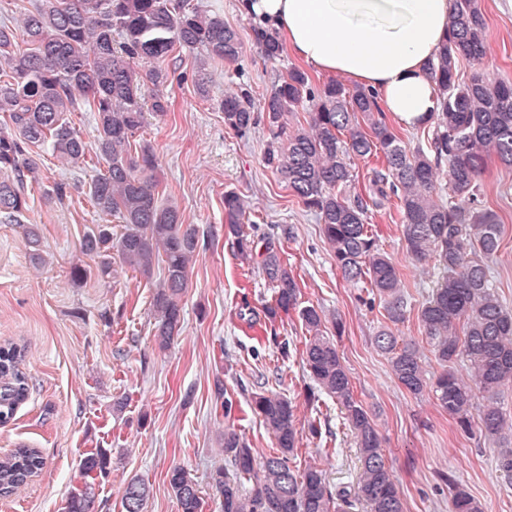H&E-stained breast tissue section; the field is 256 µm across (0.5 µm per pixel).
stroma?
<instances>
[{"label": "stroma", "mask_w": 512, "mask_h": 512, "mask_svg": "<svg viewBox=\"0 0 512 512\" xmlns=\"http://www.w3.org/2000/svg\"><path fill=\"white\" fill-rule=\"evenodd\" d=\"M190 2L223 15L237 31L244 57L238 67L212 64L204 97L194 83L196 51L178 50L164 89L169 111L148 117L136 135L154 146L160 182L174 195L185 223L209 235L183 297V329L170 349L159 350L149 284L129 270L101 280L97 258L80 252L82 236L100 221L85 192H73L62 206L43 195L62 178L90 181L105 163L65 169L44 157L43 183L28 189L26 219L40 230L47 265L31 262L23 226L0 223V344L24 347L20 369L29 386L13 418L0 423V456L24 445L39 452L43 467L15 494L0 498V512H65L69 496L89 483L98 512H122V488L135 476L150 485L146 512H179L166 480L175 465L194 477L204 512H221L210 476L224 464L219 436L225 426L260 452L274 446L250 409L252 394L260 391L285 394L297 405L298 460L320 465L334 487L355 483L360 464L343 414L329 397L307 400L314 382L300 358L304 327L293 313L275 326L265 324L262 306L271 301L272 286L241 264L224 236V193L230 189L250 203L245 230L257 250L276 245L303 302L341 318L342 329L329 323L324 331L357 397L375 416L405 512H453L456 483L483 512H512V479L497 469L499 452L512 448V388L498 398L505 424L490 436L476 425L462 430L431 393L413 395L397 381L373 345L387 322L382 306L363 303L366 289L342 278L315 213L264 164L266 126L239 135L225 127L218 109L224 93L240 83L262 101L297 60L262 56L259 24L243 0ZM483 6L488 39L482 65L512 79V0H484ZM483 186L485 205L503 226L492 271L500 300L512 309V167L492 163ZM369 221L378 227L380 248L397 262L412 307H419L436 268L407 255L395 202L371 211ZM77 263L88 275L75 282L70 269ZM284 343L286 357L280 354ZM227 398L234 402L229 416L222 409ZM313 419L322 424L321 437L307 433ZM99 448L111 453L108 473L84 474L82 458Z\"/></svg>", "instance_id": "35a3bbf8"}]
</instances>
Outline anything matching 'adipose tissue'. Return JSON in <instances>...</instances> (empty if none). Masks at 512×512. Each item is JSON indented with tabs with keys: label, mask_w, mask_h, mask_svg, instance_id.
I'll list each match as a JSON object with an SVG mask.
<instances>
[{
	"label": "adipose tissue",
	"mask_w": 512,
	"mask_h": 512,
	"mask_svg": "<svg viewBox=\"0 0 512 512\" xmlns=\"http://www.w3.org/2000/svg\"><path fill=\"white\" fill-rule=\"evenodd\" d=\"M284 49L322 74L374 89L398 124H426L437 88L425 66L448 27V0H246Z\"/></svg>",
	"instance_id": "adipose-tissue-1"
}]
</instances>
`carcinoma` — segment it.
<instances>
[{
	"instance_id": "1",
	"label": "carcinoma",
	"mask_w": 512,
	"mask_h": 512,
	"mask_svg": "<svg viewBox=\"0 0 512 512\" xmlns=\"http://www.w3.org/2000/svg\"><path fill=\"white\" fill-rule=\"evenodd\" d=\"M22 28L0 24V112L8 114L0 130V221L22 224L28 211L27 185L42 183L39 160L46 153L72 168L85 166L93 153L107 168L88 183V198L100 217H117L123 232L97 224L80 243L85 255L99 258L98 275L112 272V253L121 265L153 285L154 339L166 350L181 334L182 298L192 263L200 252V230L185 224L178 205L164 194L153 146L135 143L146 113L169 111L160 87L168 81V61L176 49L202 51L197 86L206 92L205 66L236 64L243 46L224 17L185 0H33L20 8ZM263 56L275 60L283 48L277 32L258 35ZM487 22L481 0H449L448 32L427 65L438 90V106L427 143L413 149L386 122L378 94L338 81L321 86L292 69L265 97L263 116L255 113L250 87L239 86L219 102L224 125L246 134L264 121L273 139L264 163L322 226L344 280L362 284L378 299L389 324L373 339L389 356L390 368L410 393L431 387L439 406L464 430L477 419L494 435L504 416L496 396L512 387V310L496 292L491 262L501 241V224L485 206L481 176L493 159L512 166V80L481 68L464 74V62L481 64L486 55ZM303 108L308 126L287 129L285 117ZM92 112L96 136L87 143L70 122V112ZM382 156L368 190L352 194L356 159ZM448 182L437 183L442 167ZM72 186L59 181L46 199L62 205ZM397 199L407 254L422 262L433 258L439 276L418 308V321L443 372L427 382L418 347L401 341L392 329L406 321L410 297L403 291L398 265L379 248L369 212ZM249 203L234 191L224 193V235L240 261L254 262L253 241L243 229ZM31 260L44 262L35 225L26 231ZM258 270L273 285L264 313L274 322L297 314L309 333L301 361L321 393L332 398L352 431L360 472L356 483L334 490L315 464L298 467L300 432L293 402L276 392L255 393L254 412L272 436L275 448L261 454L234 429H224L225 465L210 476L222 512H404L401 494L390 478L373 415L355 394L336 345L324 336L323 310L301 302L302 290L279 252L267 245ZM24 349L0 345V422L11 419L27 397L19 365ZM466 367L470 381L459 377ZM475 382L488 394L474 407ZM110 452L98 449L81 462L86 473H107ZM37 450L21 446L0 458V496H9L41 469ZM169 488L181 512H203L204 501L190 473L175 465ZM252 482L251 490L243 480ZM455 512H483L482 506L454 484ZM150 487L129 479L122 493L123 512H144ZM65 512H96L93 487L73 494Z\"/></svg>"
}]
</instances>
